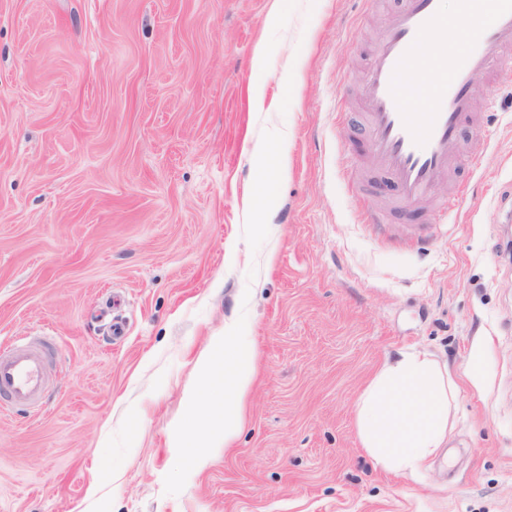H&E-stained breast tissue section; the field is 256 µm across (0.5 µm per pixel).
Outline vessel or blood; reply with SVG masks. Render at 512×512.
Instances as JSON below:
<instances>
[{
  "mask_svg": "<svg viewBox=\"0 0 512 512\" xmlns=\"http://www.w3.org/2000/svg\"><path fill=\"white\" fill-rule=\"evenodd\" d=\"M463 15L449 21L442 0H403L373 49L361 94L367 147L398 202L429 201L456 162L451 147L472 119L476 77L512 81L499 70L512 49V0H493L492 19L479 24L483 0H462ZM459 27L454 41L430 47ZM45 388L42 358L28 342L0 353V401L35 403Z\"/></svg>",
  "mask_w": 512,
  "mask_h": 512,
  "instance_id": "obj_1",
  "label": "vessel or blood"
}]
</instances>
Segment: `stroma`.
<instances>
[{"instance_id": "obj_1", "label": "stroma", "mask_w": 512, "mask_h": 512, "mask_svg": "<svg viewBox=\"0 0 512 512\" xmlns=\"http://www.w3.org/2000/svg\"><path fill=\"white\" fill-rule=\"evenodd\" d=\"M397 2L0 0V349L49 346L38 401L0 415V512H512V90L477 83L488 138L454 147L476 165L359 223L361 83ZM258 85L291 168L249 219ZM238 317L243 429L174 454L195 356ZM414 352L454 397L411 474L355 408Z\"/></svg>"}]
</instances>
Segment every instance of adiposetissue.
Listing matches in <instances>:
<instances>
[{
	"label": "adipose tissue",
	"mask_w": 512,
	"mask_h": 512,
	"mask_svg": "<svg viewBox=\"0 0 512 512\" xmlns=\"http://www.w3.org/2000/svg\"><path fill=\"white\" fill-rule=\"evenodd\" d=\"M197 379L185 395L186 416L171 425L167 445L227 448L241 432L255 370L248 330L242 320L210 336L196 358ZM224 400L206 422L196 408L215 383ZM448 374L426 357L405 355L386 362L360 395L356 426L364 448L383 468L413 472L442 447L448 434Z\"/></svg>",
	"instance_id": "adipose-tissue-1"
}]
</instances>
